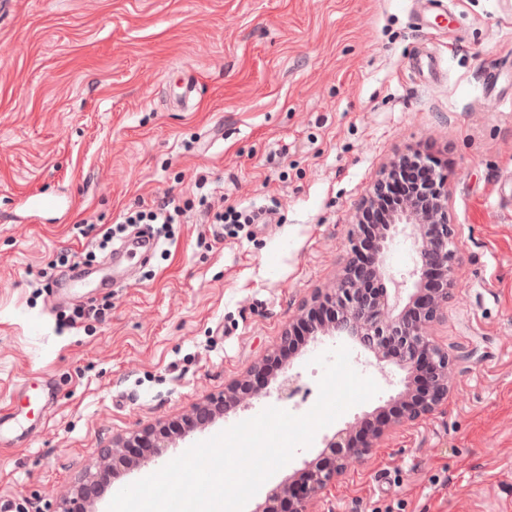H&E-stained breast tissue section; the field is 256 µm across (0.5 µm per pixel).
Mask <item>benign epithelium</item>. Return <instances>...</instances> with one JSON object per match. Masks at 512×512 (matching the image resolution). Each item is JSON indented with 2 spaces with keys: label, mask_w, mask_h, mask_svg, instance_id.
<instances>
[{
  "label": "benign epithelium",
  "mask_w": 512,
  "mask_h": 512,
  "mask_svg": "<svg viewBox=\"0 0 512 512\" xmlns=\"http://www.w3.org/2000/svg\"><path fill=\"white\" fill-rule=\"evenodd\" d=\"M412 162L427 171L429 188L419 191L421 204L406 202L393 212L381 230L369 237L365 225H357L352 239V257L336 274L332 284L318 291L304 308L300 321L321 320L315 331L322 335L352 336L362 340L375 355L376 366L386 373L390 366L419 370L417 388H405L393 406L379 414L377 423L358 420L324 440L319 459L302 470L297 478L271 489L258 512H307L308 504L335 478L360 464L386 431L406 421L430 414L448 397L451 388V359L429 334L431 323L443 314L456 287L455 264L462 236L459 224L450 221L448 174L436 169L430 158L417 154ZM403 156L392 160L366 195L362 209L376 201L383 184L400 172ZM403 234L416 253L414 267L395 282V296L388 291L374 293L370 284L387 275L384 256L394 238ZM292 330L280 337L278 353L254 365L247 377L195 406L194 416L175 423L144 427L101 448L97 455L100 471L89 472L83 481L93 483V494H81L82 506L64 512H95L103 476L117 465H133L141 460H157L166 453L173 437H184L197 425L234 414L242 403L256 396L254 383L263 379L265 366L278 359L288 345Z\"/></svg>",
  "instance_id": "benign-epithelium-1"
}]
</instances>
